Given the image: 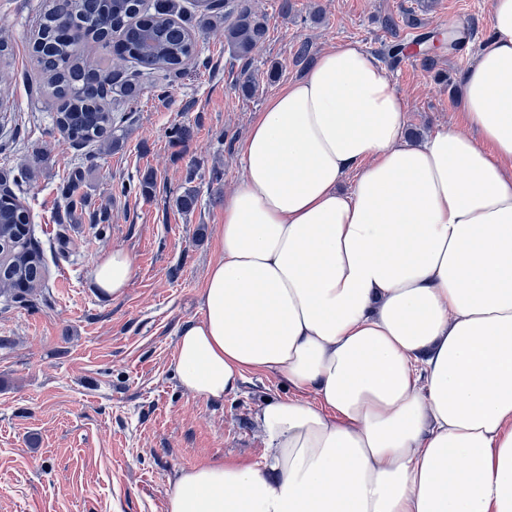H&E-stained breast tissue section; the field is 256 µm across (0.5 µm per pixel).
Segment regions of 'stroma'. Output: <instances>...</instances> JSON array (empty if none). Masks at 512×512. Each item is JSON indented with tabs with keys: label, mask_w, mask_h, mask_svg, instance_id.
<instances>
[{
	"label": "stroma",
	"mask_w": 512,
	"mask_h": 512,
	"mask_svg": "<svg viewBox=\"0 0 512 512\" xmlns=\"http://www.w3.org/2000/svg\"><path fill=\"white\" fill-rule=\"evenodd\" d=\"M246 0L263 14L267 38L250 67L259 87L236 86L240 64L223 21L198 36V55L165 85L125 110L120 145L75 146L52 129L56 103L43 92L29 37L41 0H0V34L13 54L0 64V184L29 209L46 273L26 302L0 293V512H166L178 472L203 464H250L265 453L254 422L267 399L314 403L282 375L246 372L221 400L194 396L176 373L178 330L198 312L217 257L224 201L239 183V146L269 99L300 77L301 43L311 55L353 42L388 66L406 104L405 125L421 136L462 124L459 76L489 32L491 0ZM398 27L388 32L387 19ZM463 23L465 41L390 63L387 47L411 44ZM189 126L185 145L169 139ZM91 208L107 209L106 233L88 214L67 215L62 189L73 169ZM220 181L210 178L212 170ZM195 171L194 211L173 194ZM152 173L150 196L120 194ZM128 252L133 277L122 297L93 281L112 250Z\"/></svg>",
	"instance_id": "1"
}]
</instances>
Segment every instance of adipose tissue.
I'll use <instances>...</instances> for the list:
<instances>
[{
	"mask_svg": "<svg viewBox=\"0 0 512 512\" xmlns=\"http://www.w3.org/2000/svg\"><path fill=\"white\" fill-rule=\"evenodd\" d=\"M489 23L464 129L410 139L351 42L258 113L177 373L221 399L274 372L318 401L264 402L262 463L179 471L167 512H512V0ZM133 272L112 250L96 289Z\"/></svg>",
	"mask_w": 512,
	"mask_h": 512,
	"instance_id": "adipose-tissue-1",
	"label": "adipose tissue"
}]
</instances>
